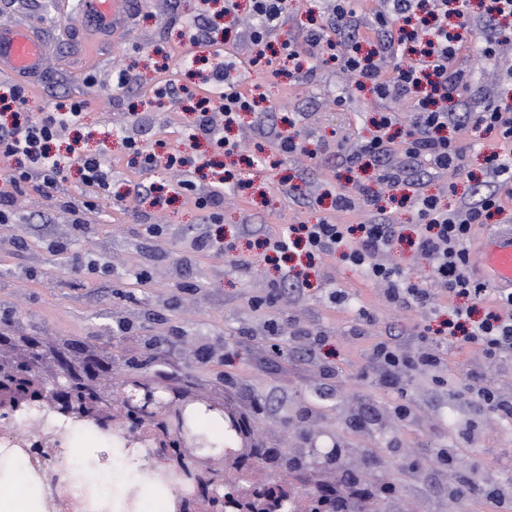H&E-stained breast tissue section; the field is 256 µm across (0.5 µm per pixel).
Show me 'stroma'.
Returning a JSON list of instances; mask_svg holds the SVG:
<instances>
[{
	"mask_svg": "<svg viewBox=\"0 0 512 512\" xmlns=\"http://www.w3.org/2000/svg\"><path fill=\"white\" fill-rule=\"evenodd\" d=\"M78 2L0 0V26L26 24L46 39L49 53L29 88L27 107L38 113L71 98L85 100L79 136L65 134L58 145L76 138L85 152L112 157L114 196L100 200L79 231L72 230L66 209L49 207L37 192L15 198L16 222L0 237V358L34 364L46 378L65 361L85 367V381L107 390L122 376L226 403L250 415L270 450L262 459L265 467H276L295 448L297 473L305 478L333 482L361 475L360 459L337 465L336 449H372L381 461L377 478L401 492L407 512H428L433 470L453 477V466H441L437 458L441 448L457 449L475 474H492L512 487V418L488 420L459 397L469 373L484 364L478 353L445 341L439 386L415 378L399 391L360 377L376 342L397 336L405 346L418 347L423 328L447 319L444 300L431 309L393 307L381 284L339 255L307 264L311 286L297 296L280 288L283 268L258 257L265 234L291 224L371 222L376 209L363 199L376 190L379 171L366 162L349 170L340 158L370 137L377 113H395L404 131L413 124L407 107L355 89L304 41L306 28L334 26L332 0H288L277 33L278 40H295L308 75L272 79L251 66L245 4L226 23L227 42L201 51L208 64L234 61L244 89L257 83L265 95L232 133L245 145L246 158L231 166L219 206L225 244L257 257L246 271L208 252L184 260L181 242L196 234L201 213L174 190L169 170L133 167L125 147L136 131L130 123L134 112L147 129L145 145L177 149L190 132L193 113L176 104L152 105L146 89L164 72L180 70L179 33L195 0H113L112 32L98 30ZM458 63L472 71L462 93L469 107L494 104L503 92L498 61H481L467 51ZM119 67L135 80L116 90L112 72ZM288 136L299 148L287 155L280 143ZM484 139L471 128L465 175H438L427 184L428 193L452 205L487 180ZM255 156L265 166H249ZM137 182L153 185L151 200L129 196ZM341 193L352 196L353 208H336ZM46 209L54 220L49 231L36 225ZM147 224L168 230L152 237L143 230ZM77 260L95 264L97 274L71 279L68 269ZM375 260L399 267L417 287L435 285L428 262L407 244H393ZM143 269L150 273L144 281L138 277ZM275 287L280 293L274 304L257 307L258 298ZM363 310L373 325L360 319ZM315 336L323 346L312 358L307 350ZM401 402L411 406L412 420L395 418ZM411 448L417 454L410 459Z\"/></svg>",
	"mask_w": 512,
	"mask_h": 512,
	"instance_id": "obj_1",
	"label": "stroma"
}]
</instances>
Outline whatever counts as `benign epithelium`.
I'll return each instance as SVG.
<instances>
[{
  "mask_svg": "<svg viewBox=\"0 0 512 512\" xmlns=\"http://www.w3.org/2000/svg\"><path fill=\"white\" fill-rule=\"evenodd\" d=\"M72 386L70 381H50L31 368L0 360V419L10 420L37 403L67 418H91L103 429L120 425L134 444L142 441L143 426L151 425L147 435L151 451L146 460L163 462L196 481L197 501L183 504V512H227L223 489L233 478V512H282L284 505L297 497L295 485L269 484L264 480L255 456L259 440L246 430L237 412L219 402L168 389L161 396L158 387L139 382L129 384L118 403L110 401L94 385L91 390L97 396L82 398L75 395ZM196 404L220 414L227 432L236 440V449L225 452L221 466L199 455L205 440L181 425L187 409Z\"/></svg>",
  "mask_w": 512,
  "mask_h": 512,
  "instance_id": "obj_1",
  "label": "benign epithelium"
}]
</instances>
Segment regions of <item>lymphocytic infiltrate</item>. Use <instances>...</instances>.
Wrapping results in <instances>:
<instances>
[{
    "instance_id": "lymphocytic-infiltrate-1",
    "label": "lymphocytic infiltrate",
    "mask_w": 512,
    "mask_h": 512,
    "mask_svg": "<svg viewBox=\"0 0 512 512\" xmlns=\"http://www.w3.org/2000/svg\"><path fill=\"white\" fill-rule=\"evenodd\" d=\"M284 12L283 0H251L253 24L248 36L256 48L254 67L269 65L267 40L280 25ZM333 14L336 34L314 26L304 34L306 43L324 61L335 63L355 87L370 88L382 100L404 102L414 114L412 129L401 133L394 129V113H380L373 136L345 161L352 165L358 159L370 158L379 166L378 181L386 190L411 189V203L419 223L413 245L416 254L429 261L439 291L452 299L485 301V315L476 323L471 320V308H456L454 320L447 324L448 334L456 338L460 347L480 353L485 360L484 370L470 374L468 401L480 407L488 419L511 416L512 399L504 400L502 391L491 383L490 370L498 360L512 358V290H487L473 269L467 244L475 226L502 213V194L512 189V103L500 101L484 107L477 115L478 124L495 148L487 157L495 179L477 201L463 200L456 208H443L437 196L422 191L421 173L426 169L440 174L464 171L465 152L460 136L468 126L454 106L467 83L464 70L456 66L461 52L472 43H480L483 56L499 58L501 72L506 76L512 75V59L505 58L503 42L495 28L478 30L467 22L465 0H387L375 15L381 37L366 49L358 37L348 33L354 25V13L347 0H336ZM27 94L22 83L0 81V112L12 115L11 123H0V223H14V198L33 188L64 206L74 224H83L85 215L96 210L98 198L112 189V163L97 155L62 156L50 150L62 131L81 124L86 107L83 100L72 99L33 114L24 109ZM164 96L172 103L197 98L195 127L184 149L164 158L137 139L127 138L132 162L145 171L162 163L176 172L178 187L201 212L205 225L193 239L192 248L224 253L222 236L210 231L220 218L218 207L224 183L217 180L207 188L197 184L193 151L203 139L216 153L228 157L239 153L241 144L227 138L224 128L233 124L240 113L252 111L255 98L242 91L239 78L231 76L226 65L212 71L200 92L184 85L171 86ZM218 114L223 116V123L215 122ZM394 152L401 157L399 164L386 165V157ZM73 168L80 173L87 194L65 196L64 183ZM398 235L399 229L392 224L386 209L378 207L374 221L368 224H292L277 235L266 236L264 244L281 255L302 246L309 253L330 256L340 247H347V258L354 267L370 281L385 283L387 302L427 307L434 299L431 289L409 284L398 269L374 260L377 252L391 246ZM438 346L434 339L408 352L387 342L377 343L363 376L372 382L396 386L414 376L433 373L441 364Z\"/></svg>"
}]
</instances>
